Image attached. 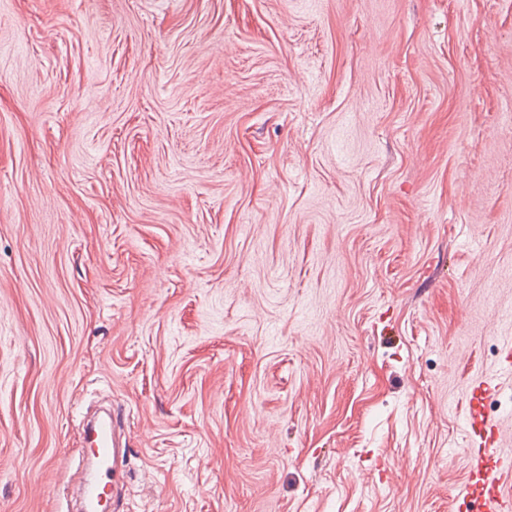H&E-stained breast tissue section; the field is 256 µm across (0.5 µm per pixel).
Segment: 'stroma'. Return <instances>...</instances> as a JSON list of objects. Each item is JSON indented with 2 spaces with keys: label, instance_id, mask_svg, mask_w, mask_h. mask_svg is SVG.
<instances>
[{
  "label": "stroma",
  "instance_id": "1",
  "mask_svg": "<svg viewBox=\"0 0 512 512\" xmlns=\"http://www.w3.org/2000/svg\"><path fill=\"white\" fill-rule=\"evenodd\" d=\"M511 333L512 0H0V512H466ZM124 419L121 410L109 408L104 417H100L93 426L85 429L88 439L90 457L95 468L88 473L85 484L81 490L83 510L85 512H98L101 502L106 501L112 511L116 508V480L115 468L119 457H122L125 448H120L119 428Z\"/></svg>",
  "mask_w": 512,
  "mask_h": 512
}]
</instances>
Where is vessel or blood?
<instances>
[{
  "label": "vessel or blood",
  "mask_w": 512,
  "mask_h": 512,
  "mask_svg": "<svg viewBox=\"0 0 512 512\" xmlns=\"http://www.w3.org/2000/svg\"><path fill=\"white\" fill-rule=\"evenodd\" d=\"M491 385L474 382L467 394L468 446L475 455L468 495L480 504V512H512V457L504 455L496 436V426L484 416L483 403ZM121 410H110L87 431L88 451L94 468L82 487L84 512H99L101 503L115 504V468L124 450L119 440Z\"/></svg>",
  "instance_id": "vessel-or-blood-1"
}]
</instances>
